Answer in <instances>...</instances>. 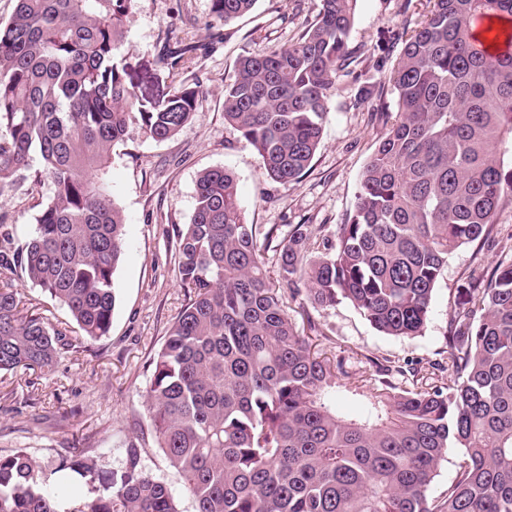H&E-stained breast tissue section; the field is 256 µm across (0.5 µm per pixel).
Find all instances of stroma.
<instances>
[{
    "instance_id": "35a3bbf8",
    "label": "stroma",
    "mask_w": 512,
    "mask_h": 512,
    "mask_svg": "<svg viewBox=\"0 0 512 512\" xmlns=\"http://www.w3.org/2000/svg\"><path fill=\"white\" fill-rule=\"evenodd\" d=\"M318 0H256L250 13L224 22L211 0H136L126 23V42L169 90L200 83L208 94L193 120L177 135L156 141L131 125L112 150L113 197L126 216L124 257L115 274L116 306L108 336L74 335L75 349L52 371L0 375V455L27 449L43 472L78 452L98 468L124 467L129 440L142 447L146 469L181 495L183 483L156 448L148 428L145 395L150 361L189 294L178 273V230L195 207L199 173L215 167L232 171L238 199L262 244L269 281L280 285L278 245L295 225H308L316 247L334 244L336 227L354 209L362 171L386 132L384 111L394 108L389 73L403 44H376L387 30L410 29L429 9L427 0H357L348 49L352 72H339L330 90V111L308 172L284 185L269 179L254 149L224 120V82L244 51L271 50L295 41L314 21ZM193 41L196 55L167 68L156 62L165 43ZM52 194L48 181L28 176L0 195V220L14 243L33 231ZM512 257V196L499 205L484 248L466 245L448 259L435 284L428 320L416 338L376 331L348 302L307 306L304 296H284L297 330L330 359L343 360L356 375L376 363L433 372L434 384L448 380L440 363L447 349L457 288L501 258Z\"/></svg>"
}]
</instances>
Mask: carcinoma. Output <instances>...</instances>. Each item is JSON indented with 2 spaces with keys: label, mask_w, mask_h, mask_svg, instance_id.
Returning a JSON list of instances; mask_svg holds the SVG:
<instances>
[{
  "label": "carcinoma",
  "mask_w": 512,
  "mask_h": 512,
  "mask_svg": "<svg viewBox=\"0 0 512 512\" xmlns=\"http://www.w3.org/2000/svg\"><path fill=\"white\" fill-rule=\"evenodd\" d=\"M134 0H16L0 23V196L26 173L52 195L32 235L0 247V275L20 268L65 308L82 335L105 336L116 304L125 217L112 197V148L137 124L154 140L188 125L206 91L141 92L125 47ZM356 0H319L288 46L245 52L224 84V121L267 176L296 183L309 169L328 92L353 57ZM388 82L395 120L366 164L336 245L318 254L304 224L281 242V281L314 307L347 300L379 332L416 336L448 257L491 233L512 167V50L474 36L479 19H512V0H429ZM255 0H212L229 23ZM197 51L163 46L159 62ZM40 165L31 168L33 155ZM189 302L152 360L150 432L183 480L194 512H512V259L457 290L448 385L381 365L348 386L342 362L313 351L259 261L232 172L205 169L190 223L178 232ZM69 330L0 286V373L52 368ZM357 406L344 414L340 401ZM461 449L454 478L429 488ZM86 488L79 500L44 489L23 448L0 455V512H182L171 486L129 444L107 477L76 456L55 469Z\"/></svg>",
  "instance_id": "carcinoma-1"
}]
</instances>
